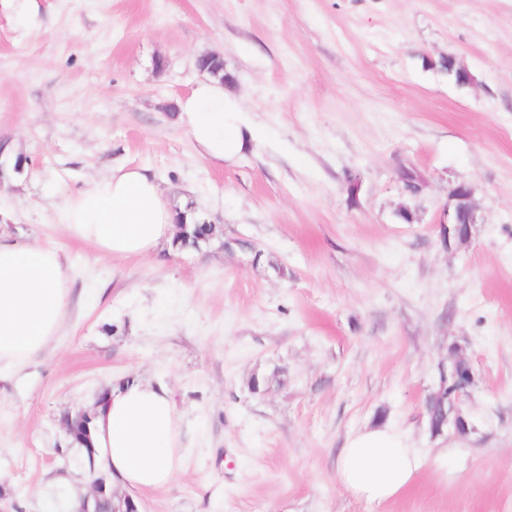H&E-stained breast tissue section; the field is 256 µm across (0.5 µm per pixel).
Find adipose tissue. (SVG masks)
<instances>
[{"label":"adipose tissue","instance_id":"ef3b65f1","mask_svg":"<svg viewBox=\"0 0 512 512\" xmlns=\"http://www.w3.org/2000/svg\"><path fill=\"white\" fill-rule=\"evenodd\" d=\"M178 107L180 122L209 158L230 160L245 149L238 103L220 80L197 83ZM178 213L153 178L121 167L69 196L57 220L72 238L126 257L171 244ZM69 302V273L59 252L13 241L0 231V368L44 352L59 333ZM92 414L95 465L113 483L151 490L173 479L179 419L167 388L130 379L112 387ZM421 464L407 434L385 425L348 437L336 475L352 496L381 505L407 489Z\"/></svg>","mask_w":512,"mask_h":512}]
</instances>
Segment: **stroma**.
<instances>
[{"label":"stroma","instance_id":"1","mask_svg":"<svg viewBox=\"0 0 512 512\" xmlns=\"http://www.w3.org/2000/svg\"><path fill=\"white\" fill-rule=\"evenodd\" d=\"M209 53L253 132L222 164L177 119ZM0 142L32 160L0 222L57 249L72 288L59 336L0 373V512H73L92 485L58 453L63 417L129 377L167 387L180 424V468L135 491L142 512H512V0H0ZM120 167L228 248L73 239L57 209ZM459 183L476 222L448 247ZM459 354L470 432L436 435L425 400ZM375 425L424 457L380 506L336 479Z\"/></svg>","mask_w":512,"mask_h":512}]
</instances>
